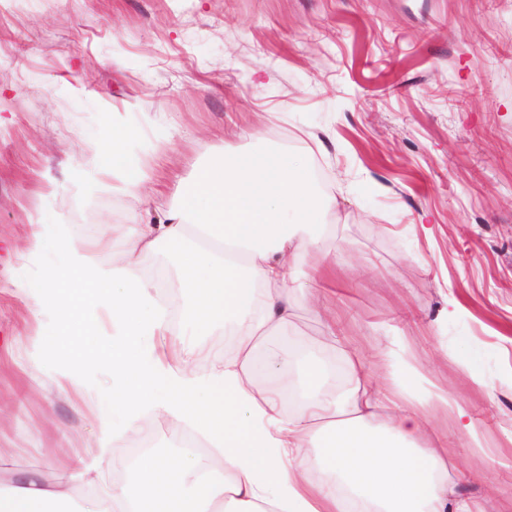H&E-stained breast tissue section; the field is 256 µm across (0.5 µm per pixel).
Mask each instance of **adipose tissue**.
<instances>
[{"label": "adipose tissue", "mask_w": 512, "mask_h": 512, "mask_svg": "<svg viewBox=\"0 0 512 512\" xmlns=\"http://www.w3.org/2000/svg\"><path fill=\"white\" fill-rule=\"evenodd\" d=\"M103 122L106 137L89 159L100 190L155 211L157 223L110 226L92 240L67 224H35L22 253L37 268L28 291L33 361L76 391L109 379L96 451L69 463L92 492L75 497L37 471L0 475V512H351L354 500L363 512H482L455 497L468 474L430 427L443 410L481 447L465 402L438 387L414 394L417 373L379 383L355 348L342 351L341 380L294 353L257 363L261 345L287 335L295 297L327 309L314 282L330 268L304 257L334 232L322 216L336 201L312 191L305 164L265 151L234 156L196 167L166 203L147 192L150 176L131 158L139 128L108 113ZM148 250L177 253L191 341L167 340V307L140 265ZM221 326L236 346L215 361L203 338ZM290 387L298 402L289 413ZM147 418L191 427L209 455L147 454L137 483L100 484L110 448Z\"/></svg>", "instance_id": "ef3b65f1"}]
</instances>
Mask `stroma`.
I'll use <instances>...</instances> for the list:
<instances>
[{"mask_svg":"<svg viewBox=\"0 0 512 512\" xmlns=\"http://www.w3.org/2000/svg\"><path fill=\"white\" fill-rule=\"evenodd\" d=\"M104 112L143 123L168 199L228 147L328 172L336 234L308 261L332 268L338 336L469 405L482 447L431 424L461 494L512 512V0H0V470L59 480L94 447L90 410L29 356L17 254L33 224L139 223L94 189ZM458 364L460 369L466 374L473 384L479 387L487 386L484 374L482 373L478 360L473 353L467 349L462 350L459 354Z\"/></svg>","mask_w":512,"mask_h":512,"instance_id":"35a3bbf8","label":"stroma"}]
</instances>
